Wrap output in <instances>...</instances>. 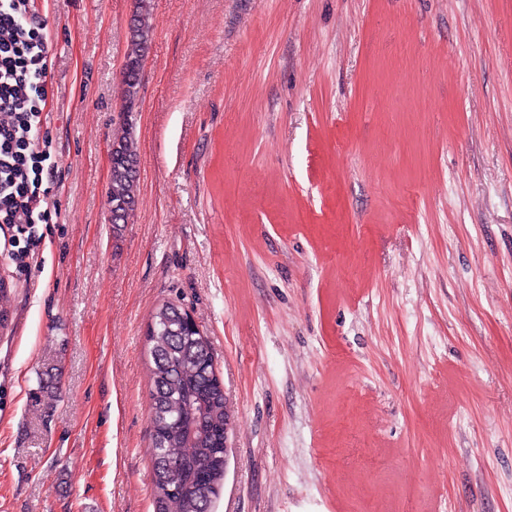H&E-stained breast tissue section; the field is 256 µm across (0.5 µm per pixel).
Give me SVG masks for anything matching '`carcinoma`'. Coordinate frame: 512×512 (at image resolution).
<instances>
[{"mask_svg": "<svg viewBox=\"0 0 512 512\" xmlns=\"http://www.w3.org/2000/svg\"><path fill=\"white\" fill-rule=\"evenodd\" d=\"M151 0H134L121 97L132 106L141 63L151 46ZM139 159L127 124L112 135L108 204L112 232L136 203ZM151 358L152 496L154 512H210L224 479V387L214 376L207 340L172 303L159 305L147 330Z\"/></svg>", "mask_w": 512, "mask_h": 512, "instance_id": "carcinoma-1", "label": "carcinoma"}]
</instances>
